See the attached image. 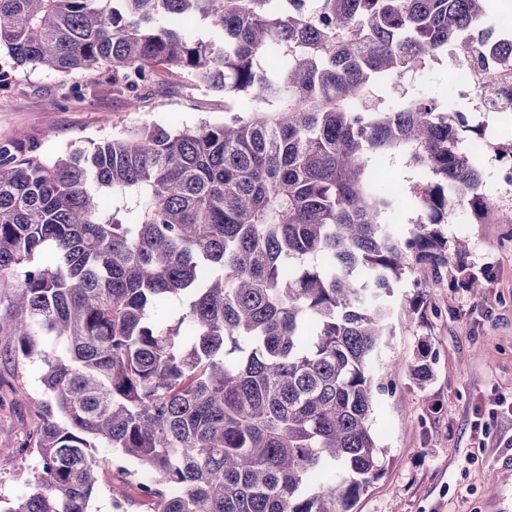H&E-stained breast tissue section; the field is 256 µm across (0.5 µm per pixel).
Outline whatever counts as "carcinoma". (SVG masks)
<instances>
[{
	"label": "carcinoma",
	"mask_w": 512,
	"mask_h": 512,
	"mask_svg": "<svg viewBox=\"0 0 512 512\" xmlns=\"http://www.w3.org/2000/svg\"><path fill=\"white\" fill-rule=\"evenodd\" d=\"M484 0H0L12 67L112 71L130 93L158 68L195 74L245 114L146 123L48 162L0 144V339L45 367L42 422L12 454L34 490L0 512H90L115 469L129 512H353L384 473L373 362L391 282L454 262L486 272L444 225L489 208L465 114L373 84L474 42L512 67ZM206 21L215 37L195 38ZM421 172L417 219L377 170ZM134 192L124 215L95 194ZM176 300L181 314L156 313ZM188 325L190 336L181 333ZM110 448L116 455L99 452ZM394 81H386L382 84H375L371 87V93L369 97V103L378 104L380 106H389L395 100L399 99V85Z\"/></svg>",
	"instance_id": "1"
}]
</instances>
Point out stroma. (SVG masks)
Instances as JSON below:
<instances>
[{
  "mask_svg": "<svg viewBox=\"0 0 512 512\" xmlns=\"http://www.w3.org/2000/svg\"><path fill=\"white\" fill-rule=\"evenodd\" d=\"M456 64L439 55L417 75L409 93L448 90L450 108L466 112L488 145L481 158L484 219L460 207L446 226L450 245L461 247L473 271L489 270L481 297L452 287L455 267L442 285L419 269L394 282L388 298L391 333L374 365L373 424L384 450L385 473L354 512H512V417L500 413L512 398V189L499 178L500 146L512 143V116L470 111L453 94ZM0 95V143L20 141L53 161L77 148L124 134L144 123L193 127L224 118V98L184 72H154L140 100L115 91L112 73L67 76L18 68ZM428 354L433 375L418 385L410 374ZM44 367L37 361L0 360V442L17 445L40 424ZM484 427L475 443L474 423ZM34 459L0 454V498L15 500L34 488Z\"/></svg>",
  "mask_w": 512,
  "mask_h": 512,
  "instance_id": "obj_1",
  "label": "stroma"
}]
</instances>
